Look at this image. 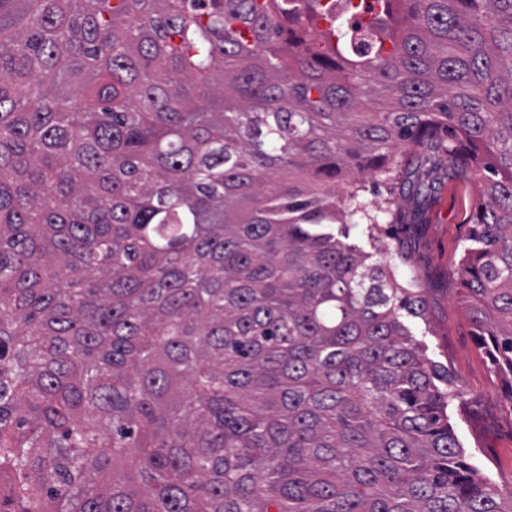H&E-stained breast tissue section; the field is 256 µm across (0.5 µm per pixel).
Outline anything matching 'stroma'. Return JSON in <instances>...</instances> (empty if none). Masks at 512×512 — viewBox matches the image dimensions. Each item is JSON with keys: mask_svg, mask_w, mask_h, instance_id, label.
I'll use <instances>...</instances> for the list:
<instances>
[{"mask_svg": "<svg viewBox=\"0 0 512 512\" xmlns=\"http://www.w3.org/2000/svg\"><path fill=\"white\" fill-rule=\"evenodd\" d=\"M436 185L423 223L394 227L396 249L383 240L372 242L363 230H353L352 238L370 263L390 265L404 278L416 277L426 313L408 318V326L427 356L446 367L463 392L462 402L449 406V420L463 447L490 466L498 483L511 486L512 409L504 400L506 387L491 371L472 317L459 298L458 280L450 273L468 233L469 184L443 167L436 173Z\"/></svg>", "mask_w": 512, "mask_h": 512, "instance_id": "obj_1", "label": "stroma"}]
</instances>
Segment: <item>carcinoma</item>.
<instances>
[{
	"label": "carcinoma",
	"mask_w": 512,
	"mask_h": 512,
	"mask_svg": "<svg viewBox=\"0 0 512 512\" xmlns=\"http://www.w3.org/2000/svg\"><path fill=\"white\" fill-rule=\"evenodd\" d=\"M0 0V512H512L352 225L469 181L512 406V0Z\"/></svg>",
	"instance_id": "cac0c4a2"
}]
</instances>
